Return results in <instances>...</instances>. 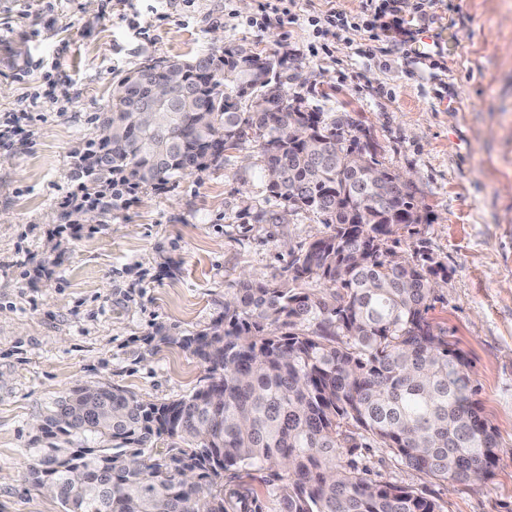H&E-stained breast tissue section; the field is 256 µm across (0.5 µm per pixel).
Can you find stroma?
<instances>
[{
	"label": "stroma",
	"mask_w": 512,
	"mask_h": 512,
	"mask_svg": "<svg viewBox=\"0 0 512 512\" xmlns=\"http://www.w3.org/2000/svg\"><path fill=\"white\" fill-rule=\"evenodd\" d=\"M262 0H0V512H63L34 484L41 415L79 385L161 405L207 382V365L162 335L211 328L240 281L283 279L328 233L266 189L254 142L163 190H139L106 223L57 234L76 154L103 133L117 82L149 63L244 44L287 57L288 99L368 130L382 167L411 176L424 221L397 251L445 268L429 318L464 355L500 460L489 478L448 484L378 443L354 460L440 512H512V0H439L445 70L425 81L403 50L325 53L297 21L252 26ZM266 221H256L258 212Z\"/></svg>",
	"instance_id": "obj_1"
}]
</instances>
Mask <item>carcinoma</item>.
Returning a JSON list of instances; mask_svg holds the SVG:
<instances>
[{
  "mask_svg": "<svg viewBox=\"0 0 512 512\" xmlns=\"http://www.w3.org/2000/svg\"><path fill=\"white\" fill-rule=\"evenodd\" d=\"M249 51L220 46L126 75L60 220L91 208L101 222L123 196L253 141L272 196L319 214L331 233L309 243L286 280L241 281L224 322L166 337L208 364V384L191 395L157 406L90 385L55 400L31 474L64 512H228L219 479L229 471L268 472L279 512H439L341 460L372 439L449 484L487 478L499 461L466 359L428 318L443 267L393 249L399 230L422 223L412 186L370 182L377 143L342 116L284 101L286 59L267 55L255 71ZM170 69L181 84L158 101L154 86ZM151 105L158 120L138 126L132 109ZM313 278L336 291L298 287ZM162 436L173 445L156 458Z\"/></svg>",
  "mask_w": 512,
  "mask_h": 512,
  "instance_id": "obj_1",
  "label": "carcinoma"
}]
</instances>
